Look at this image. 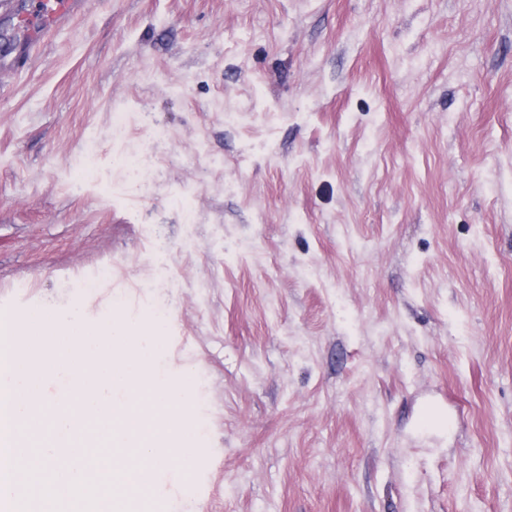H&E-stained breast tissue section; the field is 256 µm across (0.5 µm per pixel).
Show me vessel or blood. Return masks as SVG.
Instances as JSON below:
<instances>
[{
  "label": "vessel or blood",
  "mask_w": 512,
  "mask_h": 512,
  "mask_svg": "<svg viewBox=\"0 0 512 512\" xmlns=\"http://www.w3.org/2000/svg\"><path fill=\"white\" fill-rule=\"evenodd\" d=\"M87 0H29L18 14L0 51V70L25 68L47 33L65 28L82 12Z\"/></svg>",
  "instance_id": "vessel-or-blood-1"
}]
</instances>
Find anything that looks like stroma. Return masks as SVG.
Listing matches in <instances>:
<instances>
[{"label": "stroma", "instance_id": "35a3bbf8", "mask_svg": "<svg viewBox=\"0 0 512 512\" xmlns=\"http://www.w3.org/2000/svg\"><path fill=\"white\" fill-rule=\"evenodd\" d=\"M71 307L161 317L156 512H512V0H89L0 74V311Z\"/></svg>", "mask_w": 512, "mask_h": 512}]
</instances>
